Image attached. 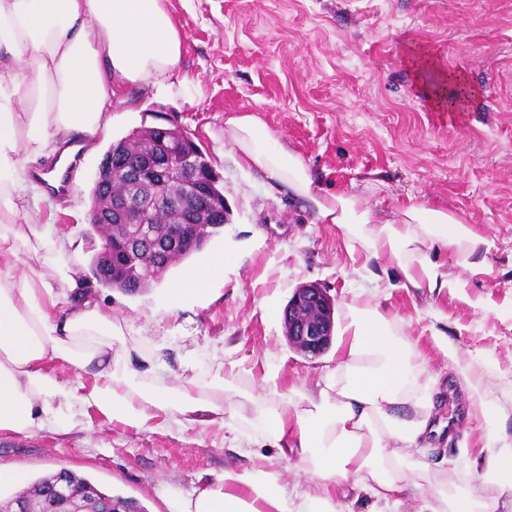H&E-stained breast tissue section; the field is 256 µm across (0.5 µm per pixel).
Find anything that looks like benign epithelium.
I'll return each instance as SVG.
<instances>
[{
	"label": "benign epithelium",
	"mask_w": 512,
	"mask_h": 512,
	"mask_svg": "<svg viewBox=\"0 0 512 512\" xmlns=\"http://www.w3.org/2000/svg\"><path fill=\"white\" fill-rule=\"evenodd\" d=\"M186 136L176 127H153L149 147L124 166L114 168L110 161L100 164L99 186L120 189L102 209L91 213L101 231L116 236L121 244L116 256L112 244L106 245L103 275L112 276V266L139 254L167 257L201 238L203 215L224 214L213 200L196 154L184 146ZM174 201L180 209L179 220L162 232L153 224L152 214ZM333 312V301L324 289L312 284L297 288L284 314L289 345L307 358L322 355L334 336Z\"/></svg>",
	"instance_id": "7a95c632"
}]
</instances>
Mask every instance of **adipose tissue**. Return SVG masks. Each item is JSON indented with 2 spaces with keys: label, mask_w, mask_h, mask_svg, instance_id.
I'll return each mask as SVG.
<instances>
[{
  "label": "adipose tissue",
  "mask_w": 512,
  "mask_h": 512,
  "mask_svg": "<svg viewBox=\"0 0 512 512\" xmlns=\"http://www.w3.org/2000/svg\"><path fill=\"white\" fill-rule=\"evenodd\" d=\"M183 45L167 0H0V434L49 425L67 432L91 407L134 428L159 417L171 432L216 425L238 455L267 445L296 457L306 477L288 490L278 472L228 468L218 482L165 491L169 512H350L337 500L347 481L380 512H403L408 495L419 498L418 512H512V436L495 428L512 417V392L490 396L474 356L437 335L490 431L486 457L469 463L472 480L429 483L434 396L421 394L422 365L378 306H349L339 330L349 339L344 354L316 391L294 398L274 388L241 393L220 375L202 391L163 374L159 355L135 360L114 348L124 329L71 266V234L44 231L47 218L27 195L30 165L74 163L71 137L94 145L112 125V100L131 86L173 95ZM224 142L269 196L307 199L319 222L335 225L376 287H455L456 268L469 267L485 243L447 210L412 200L376 222L355 198L319 187L255 114L229 115ZM235 261L214 251L170 282L169 312L207 297ZM54 275L65 287H53ZM59 367L73 371L71 386L59 381Z\"/></svg>",
  "instance_id": "ef3b65f1"
}]
</instances>
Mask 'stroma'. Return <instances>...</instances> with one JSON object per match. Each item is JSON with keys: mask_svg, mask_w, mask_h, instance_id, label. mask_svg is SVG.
<instances>
[{"mask_svg": "<svg viewBox=\"0 0 512 512\" xmlns=\"http://www.w3.org/2000/svg\"><path fill=\"white\" fill-rule=\"evenodd\" d=\"M184 33L187 93L167 100L146 87L113 101L111 130L87 156L72 195L42 200L55 229L72 232L71 261L84 286L126 326L129 350L161 348L167 372L193 366L198 384L233 373L239 391L273 380L280 392L311 390L341 353L331 344L307 359L288 343L284 309L296 288L315 284L343 324L348 305L375 300L401 323L426 375L438 377L440 419L452 440L436 439L430 461L459 462L482 453L487 426L467 412L466 394L433 335L492 366L489 387L512 384V0H169ZM432 50L440 68L416 73L415 48ZM462 75L477 98L462 116L437 112L432 91L450 92ZM256 114L309 165L323 189L361 200L376 220L415 199L448 210L485 244L456 287L439 292L373 284L336 227L290 197L264 196L224 156V119ZM179 127L200 146L220 178L230 219L207 244L235 252L209 297L177 315L163 308L164 284L130 295L99 285L90 272L89 193L102 151L140 128ZM83 427L0 435V466L16 483L71 470L113 493L168 512L161 487L188 492L215 481L226 466L277 470L286 487L303 481L296 458L278 449L235 454L224 434L197 425L169 434L136 429L87 411Z\"/></svg>", "mask_w": 512, "mask_h": 512, "instance_id": "35a3bbf8", "label": "stroma"}]
</instances>
